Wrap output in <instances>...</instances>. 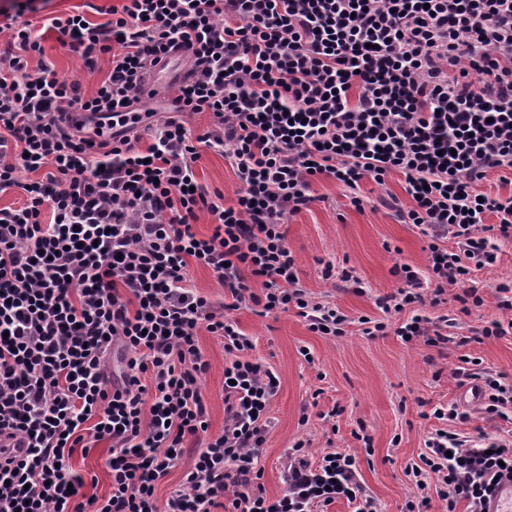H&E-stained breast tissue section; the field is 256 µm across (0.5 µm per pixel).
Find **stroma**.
<instances>
[{
  "label": "stroma",
  "mask_w": 512,
  "mask_h": 512,
  "mask_svg": "<svg viewBox=\"0 0 512 512\" xmlns=\"http://www.w3.org/2000/svg\"><path fill=\"white\" fill-rule=\"evenodd\" d=\"M118 0H51L39 13H25L45 50L43 58L58 75L80 82L85 95H93L104 77L103 70H88L82 59L63 46L57 31L49 29L52 16L87 13L101 21L102 10ZM198 180L224 194L233 203L240 182L224 157L204 148L194 165ZM402 176L387 177L384 185L364 180L362 207H354L341 185L332 180L315 181L316 200L308 209L289 217L287 241L293 252L303 286L316 300L336 304L352 318H381L379 298L393 293L401 282L394 274L407 263L426 271L425 239L417 229L400 223L389 199L408 204ZM335 268H355L360 287L335 288L321 279L325 263ZM240 330L255 343V356L277 374L280 387L274 398L271 428L263 450L262 484L268 497L280 495L285 484L283 467L295 440L311 444V454L333 447L357 455L360 480L374 499L376 512H406L416 489L405 475L407 464L417 461L428 432L436 426L423 418L422 405L458 403L459 387L452 371L459 355L481 359L487 368L512 376V337L470 343L462 350L439 355L423 344L407 345L394 334L370 338L357 326L343 337L320 336L308 330L295 310L261 316L250 309L234 314ZM209 364L200 387L209 414V432L224 431V343L209 333L199 335ZM339 416H332L333 407ZM372 439L364 446L361 435ZM108 443L89 452H75L74 471L85 479L84 492L100 498L111 490L106 466Z\"/></svg>",
  "instance_id": "obj_1"
}]
</instances>
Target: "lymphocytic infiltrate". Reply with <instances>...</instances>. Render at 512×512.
I'll return each mask as SVG.
<instances>
[{
    "label": "lymphocytic infiltrate",
    "mask_w": 512,
    "mask_h": 512,
    "mask_svg": "<svg viewBox=\"0 0 512 512\" xmlns=\"http://www.w3.org/2000/svg\"><path fill=\"white\" fill-rule=\"evenodd\" d=\"M50 28L86 67L106 65L92 97L31 55L29 26L0 43V512H313L344 500L374 512L356 455L310 458L297 441L286 488L269 498L260 459L280 382L253 358L233 314L296 310L311 332L351 323L404 343L460 351L453 371L474 385L488 420L512 423V378L464 355L470 342L512 335V285L478 288L497 239H512V195L480 194L491 171L512 173V0H123L110 20L53 17ZM184 47L192 78L175 113L142 137L135 110L149 66ZM211 113L194 134L188 114ZM224 154L240 188L232 205L199 183L200 148ZM403 176L401 223L428 240V266L397 267L383 319L351 320L312 300L288 247L286 220L309 208L315 180L348 188ZM214 219L198 234L199 212ZM495 216L496 225L485 222ZM223 285L217 302L190 286L192 266ZM260 289H253L252 280ZM461 314L494 299L498 318L457 333L425 315L445 294ZM224 341V431L209 435L199 331ZM439 425L406 469L445 512H488L512 479V440L468 436V412L436 404ZM110 444L112 490L85 495L75 450ZM195 462L166 501L157 485L186 453Z\"/></svg>",
    "instance_id": "obj_1"
}]
</instances>
